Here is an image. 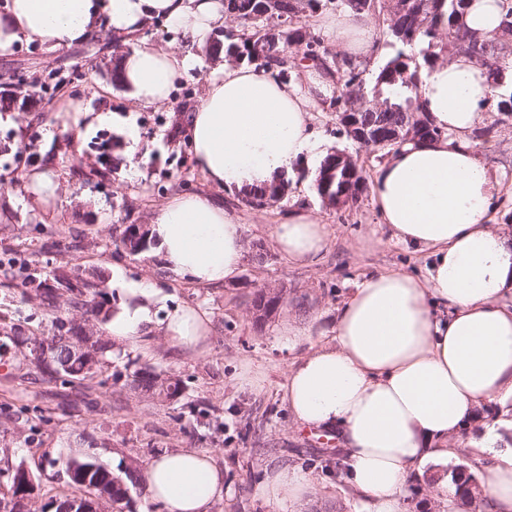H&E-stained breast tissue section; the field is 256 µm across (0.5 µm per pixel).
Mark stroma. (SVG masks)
<instances>
[{"mask_svg":"<svg viewBox=\"0 0 512 512\" xmlns=\"http://www.w3.org/2000/svg\"><path fill=\"white\" fill-rule=\"evenodd\" d=\"M122 51L109 36L64 49L47 50L17 43L0 52V83L13 82L14 93L0 100V258H25L32 272L50 276L75 265L101 268L112 305H120L124 284L147 279L168 293V307L191 304L209 313L212 336L202 356L178 354L160 334L143 346L114 349L100 386H61L22 366V348L0 349V491L7 472L18 464L34 468L40 484L32 512H54L51 500L67 491L65 464L93 455L115 474L127 466L145 468L164 450L196 448L213 453L224 468L223 500L213 512H312L327 502H342L343 512H359L360 499L341 474L325 469L322 457L337 448L325 433L298 428L282 399L279 385L288 365L309 347L332 341L338 308L369 274L396 269L424 273L429 259L396 241L381 224L370 195L352 206L324 203L315 171L301 166L298 186L276 203L250 207L228 195L244 226V261L234 282L197 288L172 279L162 269L157 247L133 256L119 248L112 234L122 224H149L155 209L175 193L205 190L192 152L177 133L198 104L216 62L198 50L188 77L160 105H135L126 90L112 83V67ZM108 107L132 114L143 149L133 159L117 155V134L104 127L81 141L58 129L61 103ZM324 152L349 153L372 177L385 161L379 151L359 147L340 130L334 112L312 115ZM488 133L472 137L480 157L496 169L499 206L493 228L512 234V119L489 105ZM140 171L128 178L129 165ZM51 169L57 188L42 209L30 210L26 173ZM319 208L327 230V247L317 263L291 262L277 248L272 232L293 207ZM73 239L70 251L55 246L59 236ZM374 244L366 248L363 238ZM264 251V262L255 254ZM11 274L0 267V321L21 323L26 333L46 334L49 322L35 302L6 301L4 283ZM284 288L288 301L276 315L257 323L251 305L255 290ZM307 331L294 347L279 331L287 324ZM141 359L155 372L179 376L184 391L178 401L157 402L130 391L126 365ZM57 459L39 470L38 458ZM288 465L305 472L311 488L302 503L277 508L258 497L256 487L268 471Z\"/></svg>","mask_w":512,"mask_h":512,"instance_id":"35a3bbf8","label":"stroma"}]
</instances>
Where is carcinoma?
Listing matches in <instances>:
<instances>
[{
  "label": "carcinoma",
  "mask_w": 512,
  "mask_h": 512,
  "mask_svg": "<svg viewBox=\"0 0 512 512\" xmlns=\"http://www.w3.org/2000/svg\"><path fill=\"white\" fill-rule=\"evenodd\" d=\"M347 10L351 13L370 14L383 17L386 23L385 35L389 44L397 47L394 55L379 66L374 78L371 92L353 98L348 88L357 82L364 85L361 64L346 57L330 56L323 41L312 34L302 17L310 16L327 5ZM266 15L259 17L254 13L252 0H224V14L235 25L221 30L209 41L206 52L210 56L224 54V59L233 62H245L259 69L277 68L278 75L288 79V73L295 66L297 56L312 59L315 63H332L336 72V83L329 107L336 112H351L357 121L368 130L380 136L378 150L390 151L396 144L388 141L394 130L403 125L422 123L425 109L419 94L421 73L440 60L435 51L436 45L444 41L450 46L467 40L468 30L461 24L460 13L465 11L469 0H422L423 13L427 20L425 27H420L417 13L412 10L399 16L385 11L384 0H267ZM425 43L420 49L422 59L413 54L415 47ZM480 64L488 60L501 61L505 53L494 44L478 43L467 49ZM336 153L327 154L320 164L319 178L316 179L318 194L330 200L336 197L343 185H348L351 197L358 199L366 191V178L363 171H358L354 179L344 178L343 173L335 172ZM286 187L281 183L272 185L260 192L249 195L248 203L264 206L284 198ZM140 232L144 246H149V229L143 224H128L116 240L127 246L126 239L134 232ZM53 283L48 279L32 274L20 275V281L14 285L16 294L22 299L36 300L49 316L50 328L43 336H29L21 328L10 326L8 339L17 346L25 347L26 364L37 369L41 374L55 379L61 384H83L97 378L109 365V353L112 351L111 340L99 334L96 341L98 362L95 369L77 376L62 367L68 360L71 344L78 337V332L66 327L67 315L61 312V305L56 290L71 292L67 301L68 309L82 311L85 315L95 317L99 324H104L112 316V309L107 306L106 294L102 292L106 277L99 268L81 269L76 267L74 274L55 275ZM288 291L285 288L273 291L260 288L254 293L253 305L274 304L285 301ZM48 347L55 351L58 362L54 367L41 364L34 357L38 348ZM129 388L143 396L161 402L174 401L183 392L182 380L175 376L155 373L146 367H136L127 375ZM67 484L72 493L64 494L58 502L65 504L70 500L83 499L98 491L99 487H112V501L124 502L127 499V483H136L137 470L127 468L125 477L121 478L107 467L91 457L74 458L67 468ZM473 474L451 471V480L455 486V500L474 510L482 508L485 498H473L460 493L459 481L470 479ZM34 487L16 483L11 477L7 492L0 494V499L10 497L15 500V512H30L28 499L32 497Z\"/></svg>",
  "instance_id": "carcinoma-1"
}]
</instances>
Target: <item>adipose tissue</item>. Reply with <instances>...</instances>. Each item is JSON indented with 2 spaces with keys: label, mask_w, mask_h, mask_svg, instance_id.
Segmentation results:
<instances>
[{
  "label": "adipose tissue",
  "mask_w": 512,
  "mask_h": 512,
  "mask_svg": "<svg viewBox=\"0 0 512 512\" xmlns=\"http://www.w3.org/2000/svg\"><path fill=\"white\" fill-rule=\"evenodd\" d=\"M163 20L181 33L183 48L141 42V30ZM502 0H471L469 31L496 40L511 21ZM224 23V0H6L0 52L17 42L55 50L107 33L125 44L122 84L140 104L168 100L194 66L196 48ZM320 26L353 60L379 54L371 17L343 13ZM298 84L275 70L222 62L187 117L185 134L196 168L217 189L246 194L294 174L319 146L310 114L323 105L332 74L301 63ZM496 92L488 69L460 54L425 69L420 95L441 138L392 150L371 180L372 201L394 237L430 251L426 277L385 271L364 279L339 308L336 341L294 361L282 385L295 423L328 433L342 452L343 476L361 512H404L408 477L448 458L451 442L486 404L512 406V236L493 230L488 215L500 182L475 153L469 135ZM110 124L123 136L126 157L140 148L130 118L111 110L65 106L62 125L81 138ZM164 268L197 287L232 280L244 260V226L231 208L201 192L177 194L150 221ZM278 249L299 264L314 263L327 245L318 215L292 210L274 228ZM168 295L150 281L132 284L126 302L103 326L114 346L133 345L153 329L183 353L204 354L210 316L192 305L164 320ZM487 427L476 445L494 455L485 512H512V455L496 451ZM142 481L151 501L168 512H211L224 497V472L194 448L167 450L148 463ZM308 491L297 468H276L259 485L265 501L282 505Z\"/></svg>",
  "instance_id": "adipose-tissue-1"
}]
</instances>
